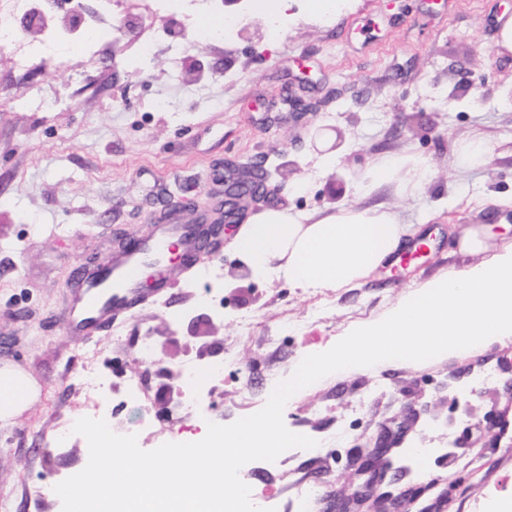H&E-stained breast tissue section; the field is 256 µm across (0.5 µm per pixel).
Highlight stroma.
Returning a JSON list of instances; mask_svg holds the SVG:
<instances>
[{"label": "stroma", "mask_w": 512, "mask_h": 512, "mask_svg": "<svg viewBox=\"0 0 512 512\" xmlns=\"http://www.w3.org/2000/svg\"><path fill=\"white\" fill-rule=\"evenodd\" d=\"M266 11L262 19L249 10L247 33L217 39L200 34L197 20L221 19L222 10L193 0L91 60L68 53L17 69L0 54V367L21 368L40 388L21 416L0 421V512H62L51 487L86 466L87 442L72 431L85 415L77 385L85 349L98 351L109 425L139 434L145 451L188 443L208 423L228 425L251 409L231 374L209 391L185 389L174 376L185 364L210 365L233 347L263 408L304 355L329 350L419 285L474 265L452 247L453 228L484 224L495 246L512 243V50L500 44L512 0H342L328 17L307 0L285 11L266 0ZM365 22L368 33H359ZM468 69L485 74L481 94L468 89ZM37 92L57 107H22ZM287 94L324 105L298 123L281 105ZM474 130L491 160L463 170L461 147ZM260 155L282 164L283 189L275 202L249 204L241 224L272 208L321 218L383 205L429 236L428 254L406 266L393 257L356 288L306 290L239 275L248 261L230 234L218 257L168 274L167 288L122 318L125 341H113L108 326L65 332L78 265L107 260L117 235L148 237L170 203L191 222L220 199L225 161ZM384 156L412 157L427 176L411 193L391 182L361 194ZM243 315L252 321L246 333ZM144 333L155 339L150 367L136 348ZM489 366L494 380L478 383ZM145 370L152 398L141 406L122 387ZM395 417L402 433L389 454L423 449L428 512H473L494 495L512 501V445L490 426L512 425V339L421 367L323 377L284 420L323 451L289 449L287 466L323 480L329 501L343 480L370 481L372 498L349 512H402L395 498L410 480L367 479L353 451Z\"/></svg>", "instance_id": "obj_1"}]
</instances>
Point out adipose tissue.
Returning a JSON list of instances; mask_svg holds the SVG:
<instances>
[{"label":"adipose tissue","mask_w":512,"mask_h":512,"mask_svg":"<svg viewBox=\"0 0 512 512\" xmlns=\"http://www.w3.org/2000/svg\"><path fill=\"white\" fill-rule=\"evenodd\" d=\"M416 236L412 225L383 207L344 208L310 223L282 210L242 229L235 246L254 276L276 273L299 288H353ZM35 394L23 372L0 369L1 419L20 414Z\"/></svg>","instance_id":"adipose-tissue-1"}]
</instances>
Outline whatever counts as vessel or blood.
I'll return each mask as SVG.
<instances>
[{"label":"vessel or blood","instance_id":"vessel-or-blood-1","mask_svg":"<svg viewBox=\"0 0 512 512\" xmlns=\"http://www.w3.org/2000/svg\"><path fill=\"white\" fill-rule=\"evenodd\" d=\"M184 226L170 224L154 230L149 247L152 254L165 256L171 246L184 244ZM142 257L137 253H125L112 262V269L105 276L93 280L83 277L79 292L65 315L67 332L77 336L91 335L104 324H112L139 306L144 294L139 288V272Z\"/></svg>","mask_w":512,"mask_h":512}]
</instances>
